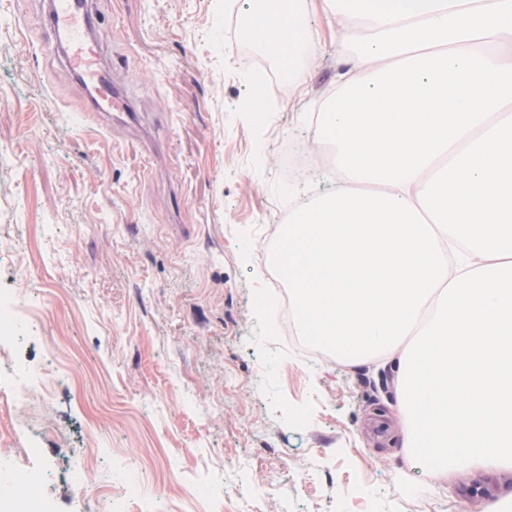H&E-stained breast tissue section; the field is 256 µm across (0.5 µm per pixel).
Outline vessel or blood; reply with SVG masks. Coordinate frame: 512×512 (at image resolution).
Returning a JSON list of instances; mask_svg holds the SVG:
<instances>
[{"instance_id": "obj_1", "label": "vessel or blood", "mask_w": 512, "mask_h": 512, "mask_svg": "<svg viewBox=\"0 0 512 512\" xmlns=\"http://www.w3.org/2000/svg\"><path fill=\"white\" fill-rule=\"evenodd\" d=\"M49 22L64 47L67 63L88 92L93 112H126L130 109L124 90L112 80V69L103 60V37L91 16L88 0H49Z\"/></svg>"}]
</instances>
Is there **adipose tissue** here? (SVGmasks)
Returning a JSON list of instances; mask_svg holds the SVG:
<instances>
[{"label":"adipose tissue","instance_id":"ef3b65f1","mask_svg":"<svg viewBox=\"0 0 512 512\" xmlns=\"http://www.w3.org/2000/svg\"><path fill=\"white\" fill-rule=\"evenodd\" d=\"M299 0H273L271 11L257 10L248 4L239 11L246 21L259 47L271 52L279 65L290 76L300 77V46L308 39V30L297 21Z\"/></svg>","mask_w":512,"mask_h":512}]
</instances>
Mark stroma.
<instances>
[{
  "label": "stroma",
  "mask_w": 512,
  "mask_h": 512,
  "mask_svg": "<svg viewBox=\"0 0 512 512\" xmlns=\"http://www.w3.org/2000/svg\"><path fill=\"white\" fill-rule=\"evenodd\" d=\"M241 0H93L104 56L136 120L84 111L45 0H0V289L38 312L20 359L54 351L47 395L19 422L55 512L57 468L92 467L112 512H490L512 474L434 477L401 446L396 374L290 346L266 249L288 198L336 186L330 166L283 178L287 141L352 64L318 0L301 80L260 91ZM258 97L274 112H245ZM271 491L248 498L247 484Z\"/></svg>",
  "instance_id": "stroma-1"
}]
</instances>
